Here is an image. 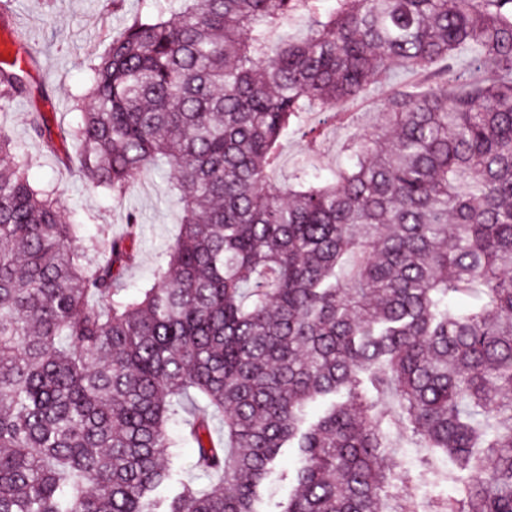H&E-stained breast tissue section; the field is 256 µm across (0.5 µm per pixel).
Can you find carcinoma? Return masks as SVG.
Returning <instances> with one entry per match:
<instances>
[{
  "label": "carcinoma",
  "mask_w": 512,
  "mask_h": 512,
  "mask_svg": "<svg viewBox=\"0 0 512 512\" xmlns=\"http://www.w3.org/2000/svg\"><path fill=\"white\" fill-rule=\"evenodd\" d=\"M173 2L90 62L60 144L29 122L114 198L169 168L156 282L124 284L138 215L84 237L0 125V512H257L291 448L276 512H512V0ZM395 67L422 80L346 167L270 181ZM295 466L296 459L293 454L286 453L281 458L274 472L260 487L259 509L274 510L273 504L288 495L290 490L289 481L294 474Z\"/></svg>",
  "instance_id": "carcinoma-1"
}]
</instances>
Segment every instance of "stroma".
Segmentation results:
<instances>
[{
    "label": "stroma",
    "mask_w": 512,
    "mask_h": 512,
    "mask_svg": "<svg viewBox=\"0 0 512 512\" xmlns=\"http://www.w3.org/2000/svg\"><path fill=\"white\" fill-rule=\"evenodd\" d=\"M167 6V0H7L6 9L0 10V29L21 34L35 58L26 79L27 93L0 97L14 154L33 159L30 181L52 191L67 216L83 224L88 236L121 234L127 213L139 215L140 242L125 274L127 285L133 288L147 283L179 230L180 206L167 175L147 172L126 197L112 198L103 189L89 190L76 166L62 165L41 141L30 137L28 128L35 112L44 113L55 132L76 125L86 108L83 96L91 78L88 62L101 55L111 36L136 15ZM408 79L407 73L395 72L390 81L371 85L362 100L345 104V111L353 115L352 123L323 126L318 156H309L303 140L288 138L281 146L282 165L272 173V181L287 183L289 172L299 164L309 163L326 173L342 166L344 141L371 131L378 109Z\"/></svg>",
    "instance_id": "stroma-1"
}]
</instances>
